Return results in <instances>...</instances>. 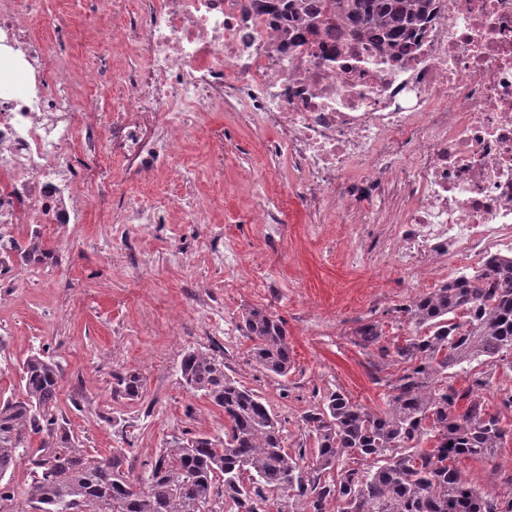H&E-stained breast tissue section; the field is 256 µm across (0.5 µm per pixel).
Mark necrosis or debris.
<instances>
[{
    "mask_svg": "<svg viewBox=\"0 0 512 512\" xmlns=\"http://www.w3.org/2000/svg\"><path fill=\"white\" fill-rule=\"evenodd\" d=\"M37 4L0 5V288L12 241L80 226L85 161L110 202L105 152L133 177L179 171L176 137L204 112L267 132L312 216L402 196L404 271L512 246V0H439L398 60L336 31L292 45L250 0H141L108 51L137 48L146 66L106 115L68 95L62 54L30 34Z\"/></svg>",
    "mask_w": 512,
    "mask_h": 512,
    "instance_id": "4bbe7bcc",
    "label": "necrosis or debris"
}]
</instances>
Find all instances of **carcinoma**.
<instances>
[{"label": "carcinoma", "instance_id": "1", "mask_svg": "<svg viewBox=\"0 0 512 512\" xmlns=\"http://www.w3.org/2000/svg\"><path fill=\"white\" fill-rule=\"evenodd\" d=\"M291 28L317 37L343 28L398 58L436 9L435 0H252ZM416 335L380 345L381 328L358 325L353 343L375 347L403 366L395 379L371 373L387 389L386 408L373 412L343 392L327 396L302 423L315 437L311 456L292 455L282 428L254 391L224 371V360L187 350L179 370L184 386L224 411V435L191 436L161 449L145 479L133 477L123 448L92 457L75 449L56 414L62 370L49 355L22 363L20 393L0 399V480L33 437L46 452L34 461L26 506L33 512H215L228 501L233 512H260L270 494L305 500L308 512H512L501 499L471 485L458 463L482 460L512 440V390L498 411L476 392L488 381L473 374L457 389L450 375L473 364L512 357V255H489L473 273L396 308ZM250 357L263 370L285 376L292 349L284 321L265 308L242 314ZM141 373L116 377L114 394L138 402ZM336 471L327 481L323 474Z\"/></svg>", "mask_w": 512, "mask_h": 512}]
</instances>
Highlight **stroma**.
Listing matches in <instances>:
<instances>
[{
  "mask_svg": "<svg viewBox=\"0 0 512 512\" xmlns=\"http://www.w3.org/2000/svg\"><path fill=\"white\" fill-rule=\"evenodd\" d=\"M138 4L125 0L121 13L98 15L93 25L69 31L75 69L97 63L107 34ZM144 65L135 51L114 59L109 97L80 84L74 97L109 111L121 96L123 75ZM209 125L213 139H185L184 177L136 180L111 160L116 190L105 209L95 203L96 186L78 181L85 203L79 240L59 249L56 266L15 272L16 287L0 290V395L18 387L28 356L48 351L62 368L60 422L83 453L128 449L136 477L148 472L172 438L224 432L223 411L181 382L186 350L223 357L225 371L278 416L285 448L311 449L316 440L305 432L302 417L328 394L343 392L374 411L385 407L386 390L369 374L379 352L353 344V329L375 322L382 345L404 341L414 330L399 319L397 307L448 280L444 257L412 274L396 265L397 208L381 224L368 211L355 223L339 214L315 222L294 190L285 157L266 154L264 134L248 126L225 128L219 112L210 114ZM218 155L224 158L220 171L211 164ZM188 187L198 195L206 223L183 224L170 214L148 229L121 223L128 199L148 193L175 199ZM260 201L285 213L278 241H271L269 225L247 221ZM212 222L223 231L220 266L202 244ZM250 306L266 307L285 322L293 350L287 376L251 361L252 343L241 322ZM126 371L143 375L141 401L114 397V377ZM461 468L472 485L506 495L512 489L501 475L512 470V443L484 460L463 461Z\"/></svg>",
  "mask_w": 512,
  "mask_h": 512,
  "instance_id": "stroma-1",
  "label": "stroma"
}]
</instances>
